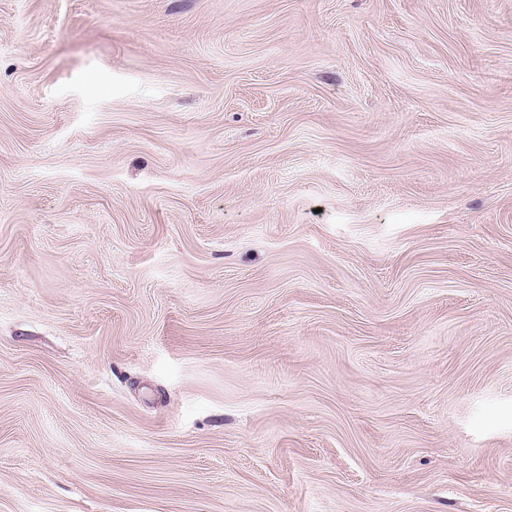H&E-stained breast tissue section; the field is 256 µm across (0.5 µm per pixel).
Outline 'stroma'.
<instances>
[{"mask_svg":"<svg viewBox=\"0 0 512 512\" xmlns=\"http://www.w3.org/2000/svg\"><path fill=\"white\" fill-rule=\"evenodd\" d=\"M0 512H512V0H0Z\"/></svg>","mask_w":512,"mask_h":512,"instance_id":"stroma-1","label":"stroma"}]
</instances>
